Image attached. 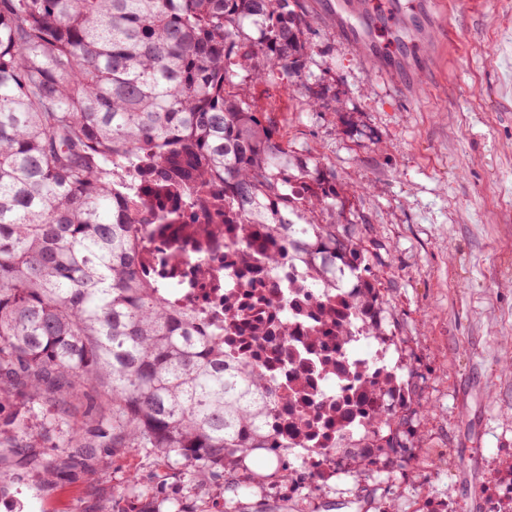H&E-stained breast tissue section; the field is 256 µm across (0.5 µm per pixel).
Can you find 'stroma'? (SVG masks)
I'll use <instances>...</instances> for the list:
<instances>
[{"label": "stroma", "mask_w": 512, "mask_h": 512, "mask_svg": "<svg viewBox=\"0 0 512 512\" xmlns=\"http://www.w3.org/2000/svg\"><path fill=\"white\" fill-rule=\"evenodd\" d=\"M318 24L310 69L289 87L246 75L233 90L262 106L292 150L336 174L345 213L387 249L379 276L422 378L420 441L409 482L337 477L318 512H359L358 485L418 512H490L512 489V0H447L451 29L412 17L396 79L366 65L338 34L355 13L302 0ZM320 111H310V99ZM0 469L33 486L0 512H67L71 498L112 500L128 475L156 473L133 452L92 479L36 486L38 473L0 447Z\"/></svg>", "instance_id": "1"}]
</instances>
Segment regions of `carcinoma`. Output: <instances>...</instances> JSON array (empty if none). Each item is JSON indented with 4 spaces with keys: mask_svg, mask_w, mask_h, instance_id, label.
<instances>
[{
    "mask_svg": "<svg viewBox=\"0 0 512 512\" xmlns=\"http://www.w3.org/2000/svg\"><path fill=\"white\" fill-rule=\"evenodd\" d=\"M316 17L300 0H0V447L40 409L33 460L44 481L77 480L112 455L141 451L197 495L188 509L128 475L119 512H242L268 501L276 478L294 490L290 455L268 421L288 426L336 470L406 472L418 397L399 359L397 318L378 277L383 244L344 216L336 175L292 154L255 102L230 90L243 71L264 83L307 72ZM200 210L232 226L237 266L254 278L298 262L297 279L224 298V335L257 344L281 336L274 358L288 391L194 330L168 301L174 281L147 273L161 224ZM292 303L280 325L267 310ZM371 338L378 350L355 358ZM336 376L349 393L316 381Z\"/></svg>",
    "mask_w": 512,
    "mask_h": 512,
    "instance_id": "cac0c4a2",
    "label": "carcinoma"
}]
</instances>
